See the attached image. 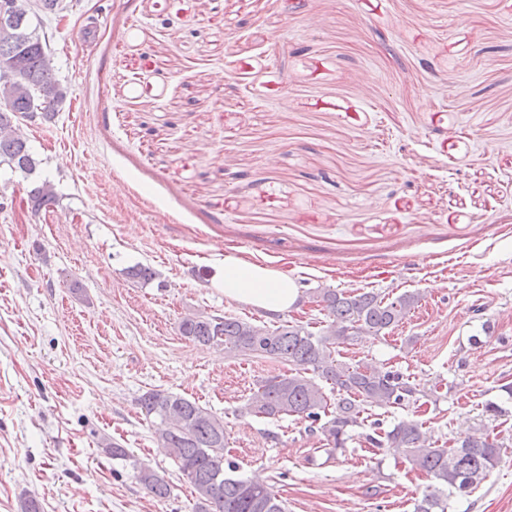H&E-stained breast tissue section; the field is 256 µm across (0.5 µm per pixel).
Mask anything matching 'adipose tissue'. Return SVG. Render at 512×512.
<instances>
[{
    "label": "adipose tissue",
    "instance_id": "adipose-tissue-1",
    "mask_svg": "<svg viewBox=\"0 0 512 512\" xmlns=\"http://www.w3.org/2000/svg\"><path fill=\"white\" fill-rule=\"evenodd\" d=\"M221 278L226 300L244 302L268 312L290 309L299 294L295 281L288 275L241 258L225 257Z\"/></svg>",
    "mask_w": 512,
    "mask_h": 512
}]
</instances>
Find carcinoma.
Masks as SVG:
<instances>
[{
  "mask_svg": "<svg viewBox=\"0 0 512 512\" xmlns=\"http://www.w3.org/2000/svg\"><path fill=\"white\" fill-rule=\"evenodd\" d=\"M43 16L17 17L8 37L0 35V60L23 62L24 91L0 106V164L27 176L35 174L33 157L16 122L37 109L52 119L66 98V90L45 62L46 43L40 35ZM31 209L57 206L60 197L48 181L29 191ZM127 278L149 283L156 272L136 264L125 269ZM326 311L327 324L313 329L308 323L282 321L260 324L232 316L190 315L179 325L189 340L241 356H267L290 365V372L259 383L251 401L237 410L241 416L280 418L295 416L308 430L323 436L331 450L345 447L349 433L368 421L376 408H404L417 404L425 391L410 377L377 363L349 364L337 359L338 345L357 337H380L404 323L421 296L404 292L393 300L374 291L316 288L312 291ZM145 416L159 420V441L176 462L196 495L197 512H288L273 487L262 478L239 479L224 458L227 445L224 418L182 395L151 390L142 395ZM375 448L401 452L430 478L415 512H447L443 488L471 494L500 463L504 442L490 439L483 426L468 433L454 447L430 441L423 423L407 419L389 431L368 436ZM138 480L155 497L170 493L169 483L148 466Z\"/></svg>",
  "mask_w": 512,
  "mask_h": 512,
  "instance_id": "obj_1",
  "label": "carcinoma"
}]
</instances>
